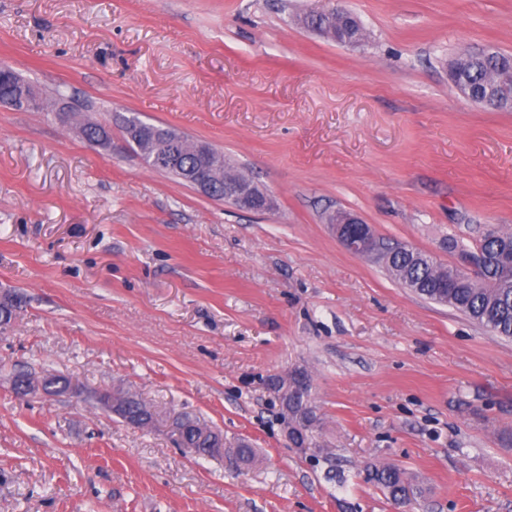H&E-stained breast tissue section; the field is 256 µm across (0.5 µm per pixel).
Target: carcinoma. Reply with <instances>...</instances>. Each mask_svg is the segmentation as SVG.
<instances>
[{
	"label": "carcinoma",
	"mask_w": 512,
	"mask_h": 512,
	"mask_svg": "<svg viewBox=\"0 0 512 512\" xmlns=\"http://www.w3.org/2000/svg\"><path fill=\"white\" fill-rule=\"evenodd\" d=\"M308 28L330 34L338 43L365 39L364 33L353 16L323 14L317 18L308 15L303 19ZM450 78L456 87L474 101L491 96L498 97L493 106L499 111L512 109V56L499 51L467 56L462 54L450 64ZM25 83L21 74L12 73L0 81V100L15 97ZM112 133L111 127L89 123L82 136L88 142L97 141ZM474 248L481 251L484 262L474 274L459 272L457 264L439 263L431 255L414 250L408 252L400 246L379 242L381 262L388 273L403 287L433 302L455 309L489 331L512 339V232L491 229L485 232ZM17 299L7 296L0 301V321L8 324L16 317ZM292 382L296 391L288 397V411L297 418L295 445L309 443V434L319 421L316 406L310 398V380L300 371H293ZM121 417L129 424L147 419H163L160 411L136 394L121 401ZM180 438L175 443L182 447L210 448V438L220 434L201 418L183 412ZM365 480L382 488L392 503L398 507L412 506L409 482L404 472L391 465L368 463L364 466Z\"/></svg>",
	"instance_id": "carcinoma-1"
}]
</instances>
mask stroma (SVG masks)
<instances>
[{
	"mask_svg": "<svg viewBox=\"0 0 512 512\" xmlns=\"http://www.w3.org/2000/svg\"><path fill=\"white\" fill-rule=\"evenodd\" d=\"M333 0H0V61L82 117L0 106V512H398L363 479L394 465L412 512H512V340L345 249L377 237L454 262L512 231V112L449 78L512 53V0H344L363 46L306 29ZM223 151L276 207L237 209L151 169L121 117ZM302 370L320 417L284 436L271 381ZM21 371L76 392L16 393ZM132 392L248 441L252 466L193 458L164 426L97 405ZM334 223L336 235L342 244L358 255L378 257L374 234L369 224H365L359 217L346 211L337 212ZM355 234L359 245L351 242Z\"/></svg>",
	"mask_w": 512,
	"mask_h": 512,
	"instance_id": "1",
	"label": "stroma"
}]
</instances>
